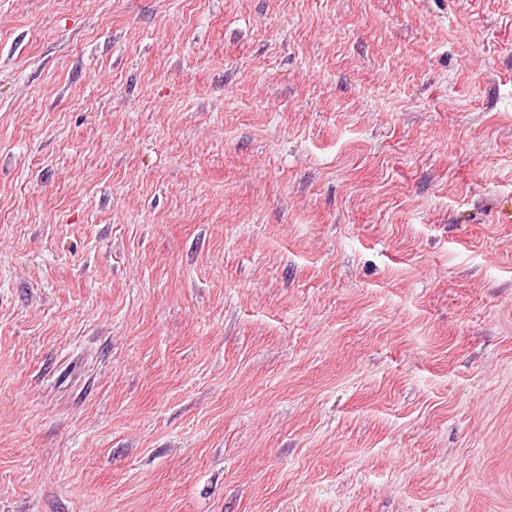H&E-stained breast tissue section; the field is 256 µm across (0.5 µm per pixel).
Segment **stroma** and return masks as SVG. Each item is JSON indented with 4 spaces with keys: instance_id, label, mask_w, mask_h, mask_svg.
I'll use <instances>...</instances> for the list:
<instances>
[{
    "instance_id": "obj_1",
    "label": "stroma",
    "mask_w": 512,
    "mask_h": 512,
    "mask_svg": "<svg viewBox=\"0 0 512 512\" xmlns=\"http://www.w3.org/2000/svg\"><path fill=\"white\" fill-rule=\"evenodd\" d=\"M0 512H512V0H0Z\"/></svg>"
}]
</instances>
